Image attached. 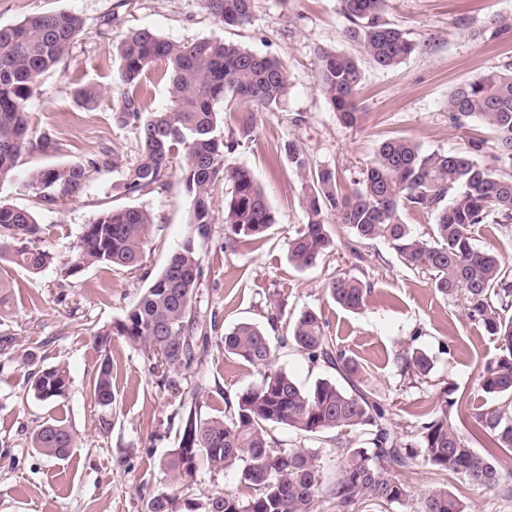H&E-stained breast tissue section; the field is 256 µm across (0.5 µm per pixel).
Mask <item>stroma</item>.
Masks as SVG:
<instances>
[{"label": "stroma", "instance_id": "obj_1", "mask_svg": "<svg viewBox=\"0 0 512 512\" xmlns=\"http://www.w3.org/2000/svg\"><path fill=\"white\" fill-rule=\"evenodd\" d=\"M59 10L80 15L85 32L64 62L38 80L29 113L32 140L48 135L62 149L55 154L26 149L12 181L0 184V202L33 211L44 228L39 246L54 256L38 274L13 270L12 307L0 318V333L13 338L8 355L0 356V512H140L144 497L170 487L159 460L177 444L171 419L179 399L157 387L151 359L124 338H112L118 408L106 434L99 431L89 378L100 362L95 331L122 319L168 255L189 239L202 258L200 306L213 324L212 336L247 322L280 337L301 311H315L326 334L358 363L364 384L389 409L396 435L414 438L421 413L437 408L447 390L468 398L467 406L451 416L465 435H472L477 416L503 406V399L487 396L478 381L484 362L496 352V340L467 318L463 300L440 294L429 274L408 268L386 242L358 240L330 215L334 247L313 267L299 270L289 263L288 242L307 216L302 180L284 147L296 143L313 165L335 169L346 191L384 139L408 138L427 153L468 150L470 137L485 138L489 132L475 119L453 121L448 95L458 84L512 63V34L497 35L483 26L492 15H512V0H386L385 20L419 48L389 69L362 62V119L355 127L342 124L316 88L318 50L355 51L345 38L349 22L339 0H253V20L242 28L216 24L202 0H0V26ZM140 27L176 42L231 41L287 67L288 92L276 109L249 106L224 115L225 134L238 142L227 163L252 172L275 213L264 238L229 243L220 187L213 193L210 232L197 236L175 174L165 188L127 195L118 188L121 172L103 168L79 194L56 204L37 202L26 189L31 170L83 162L104 147L116 148L129 162L137 156L134 134L113 123L112 107L123 93L116 79V46ZM85 85L102 93L97 108H83L75 99L74 90ZM126 206L149 211L155 221L142 266L92 265L67 274L85 225L102 211ZM341 273L370 290L359 312L345 311L326 291ZM412 349L423 350L432 361L426 379L401 370L400 354ZM57 363L70 370L67 397L52 404L37 400L26 385L28 374ZM273 366L306 388L336 376L290 344L276 345ZM198 370V403L205 416L223 415L227 401L259 380L257 369L213 345ZM53 418L63 420L75 439L58 458L29 446L32 430ZM221 490L243 500L252 494L236 472L202 470L182 488L179 503Z\"/></svg>", "mask_w": 512, "mask_h": 512}]
</instances>
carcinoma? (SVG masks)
Here are the masks:
<instances>
[{"instance_id": "carcinoma-1", "label": "carcinoma", "mask_w": 512, "mask_h": 512, "mask_svg": "<svg viewBox=\"0 0 512 512\" xmlns=\"http://www.w3.org/2000/svg\"><path fill=\"white\" fill-rule=\"evenodd\" d=\"M251 2L203 0V7L221 25L241 27L251 23ZM340 4L351 22L346 39L375 66L395 67L419 48L383 20L385 0ZM84 27L83 19L70 11L36 13L0 27V182L12 177L30 144L32 86L63 63ZM117 53V77L124 90L112 107V120L135 134V162L125 165L118 150L105 148L100 158L85 164L32 171L26 189L37 200L54 204L78 194L91 171L110 166L122 169L124 194L149 193L166 185L176 164L190 224L198 235L209 232L212 194L223 182L228 186L224 225L231 240L262 238L275 224V214L251 173L226 164V154L238 142L224 136L216 106L233 102L275 109L288 90L286 67L220 39L172 42L149 28L128 32ZM315 67L316 86L338 120L357 125L363 76L359 60L322 49ZM152 73L168 82L167 102L160 107L148 102ZM74 96L88 108L101 99L93 86L77 88ZM448 112L455 121L475 118L492 130L496 166L481 164L467 152L427 153L411 140L391 137L378 144L362 178L345 193L336 170L313 166L295 144H286L288 158L303 181L307 213V223L289 241L288 258L306 269L333 247L324 219L328 212L356 238L386 241L407 266L428 272L439 293L463 298L468 319L499 342V352L484 363L479 383L486 394L512 400V281L497 251L473 244L476 228L512 223V64L457 86L448 96ZM403 209L438 213L428 237L414 235L401 223ZM153 225L152 215L137 207L101 212L83 229L67 272L76 274L89 265L140 267ZM41 232L33 212L0 204V317L10 309L11 268L37 274L52 263L49 251L32 246ZM201 277L202 258L188 240L170 253L124 317L95 334L102 358L90 376L91 394L104 412L99 430L108 433L117 412L107 354L110 337L121 336L155 359L158 385L180 397L175 412L180 422L177 446L160 460L161 470L176 481L194 477L201 468L213 473L234 470L240 482L255 491L245 500L230 491L213 492L194 502L190 512H319L321 506L331 512H387L408 497L396 474L419 463L444 482L452 475L472 487L512 498V471L502 473L493 460L477 453L448 418V409L467 404L465 395L446 402L444 410L422 413L427 421L414 438L394 435L388 410L360 386L359 366L335 347L313 310L296 315L288 335L276 341L291 342L310 362L333 367L347 386L322 379L309 390L301 388L288 372L270 369L272 337L251 323H240L220 337L217 346L264 371L256 385L226 403L224 415L202 416L196 388L181 386L211 339L198 304ZM327 292L342 308L357 312L366 303L368 289L360 279L339 274L328 283ZM400 364L403 371L422 377L432 370L430 359L417 349L401 355ZM27 385L38 399L55 403L68 394L70 372L63 364L36 368ZM477 423L489 436V447L512 452L507 410L485 413ZM274 426L307 440L343 428L356 435L336 443L333 454L339 469L327 478L311 449L275 438ZM73 445L72 433L57 419L44 422L30 436V446L50 457L65 455ZM179 499L176 488L159 491L143 501L142 512H180ZM412 512H465V506L442 484L429 490Z\"/></svg>"}]
</instances>
